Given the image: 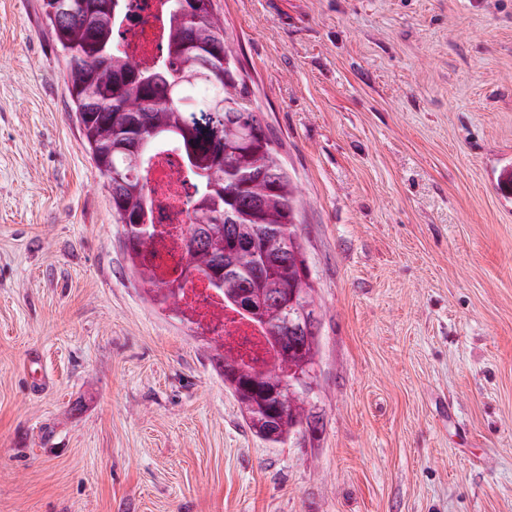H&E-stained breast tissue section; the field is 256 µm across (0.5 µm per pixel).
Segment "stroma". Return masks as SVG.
<instances>
[{
    "mask_svg": "<svg viewBox=\"0 0 512 512\" xmlns=\"http://www.w3.org/2000/svg\"><path fill=\"white\" fill-rule=\"evenodd\" d=\"M305 200L316 424L143 293L42 0H0V512H512V0H215Z\"/></svg>",
    "mask_w": 512,
    "mask_h": 512,
    "instance_id": "35a3bbf8",
    "label": "stroma"
}]
</instances>
